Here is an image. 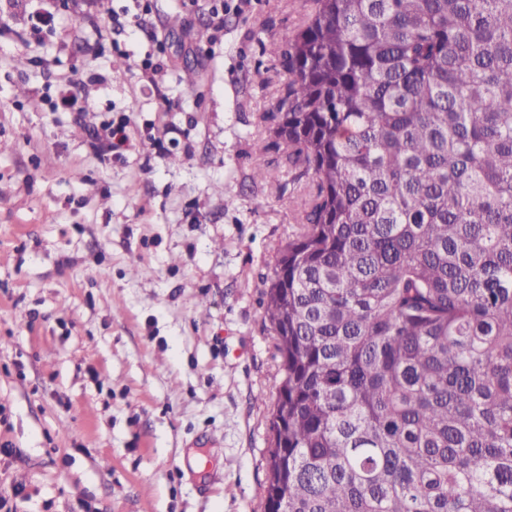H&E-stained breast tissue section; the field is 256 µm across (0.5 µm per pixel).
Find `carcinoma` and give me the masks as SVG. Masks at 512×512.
<instances>
[{
    "instance_id": "1",
    "label": "carcinoma",
    "mask_w": 512,
    "mask_h": 512,
    "mask_svg": "<svg viewBox=\"0 0 512 512\" xmlns=\"http://www.w3.org/2000/svg\"><path fill=\"white\" fill-rule=\"evenodd\" d=\"M264 512H512V0H311Z\"/></svg>"
}]
</instances>
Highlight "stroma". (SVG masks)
Wrapping results in <instances>:
<instances>
[{"mask_svg":"<svg viewBox=\"0 0 512 512\" xmlns=\"http://www.w3.org/2000/svg\"><path fill=\"white\" fill-rule=\"evenodd\" d=\"M212 4L0 0V512H264L266 291L315 192L265 118L267 46L310 3L224 0L220 31ZM121 119L130 150L100 157Z\"/></svg>","mask_w":512,"mask_h":512,"instance_id":"obj_1","label":"stroma"}]
</instances>
